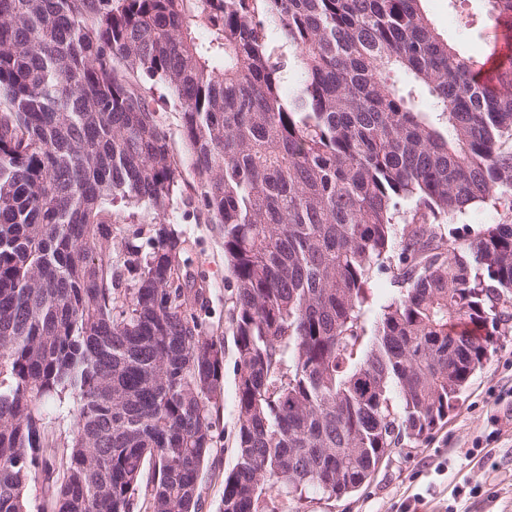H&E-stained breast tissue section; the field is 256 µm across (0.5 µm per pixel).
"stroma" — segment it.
<instances>
[{"label": "stroma", "instance_id": "1", "mask_svg": "<svg viewBox=\"0 0 512 512\" xmlns=\"http://www.w3.org/2000/svg\"><path fill=\"white\" fill-rule=\"evenodd\" d=\"M436 30L482 62L500 25L484 0H425ZM170 224L188 248L189 270L203 278L199 300L210 335L224 341L223 391L215 443L198 479L197 512H221L224 478L237 462L235 288L219 225L175 200ZM301 512H512V328L493 336L490 356L463 390L447 421L428 437L402 441L356 493L326 499L310 494Z\"/></svg>", "mask_w": 512, "mask_h": 512}]
</instances>
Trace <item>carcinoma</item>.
Instances as JSON below:
<instances>
[{
  "label": "carcinoma",
  "mask_w": 512,
  "mask_h": 512,
  "mask_svg": "<svg viewBox=\"0 0 512 512\" xmlns=\"http://www.w3.org/2000/svg\"><path fill=\"white\" fill-rule=\"evenodd\" d=\"M422 2L0 0V512H32L40 478L37 512H130L140 493L144 512L196 510L224 346L167 227L185 182L161 103L235 281L222 512L356 492L447 421L489 358L481 331L512 322V223L448 239L469 207L512 210V59L480 80ZM143 208L150 250L136 229L119 266L116 225ZM377 270L404 293L368 345Z\"/></svg>",
  "instance_id": "1"
}]
</instances>
